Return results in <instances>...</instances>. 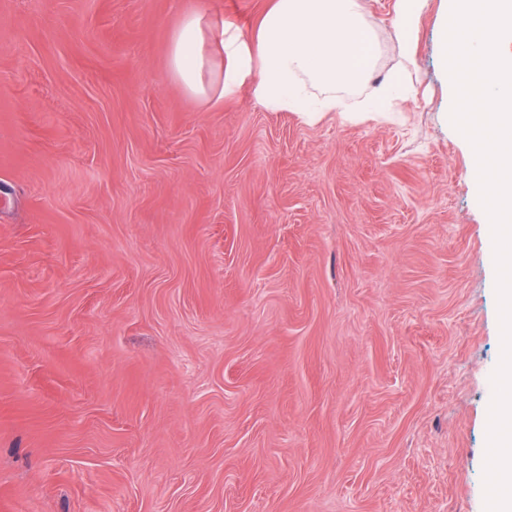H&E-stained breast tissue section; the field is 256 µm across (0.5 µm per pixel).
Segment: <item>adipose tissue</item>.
<instances>
[{
  "label": "adipose tissue",
  "mask_w": 512,
  "mask_h": 512,
  "mask_svg": "<svg viewBox=\"0 0 512 512\" xmlns=\"http://www.w3.org/2000/svg\"><path fill=\"white\" fill-rule=\"evenodd\" d=\"M378 52L358 0H273L252 45L223 20L186 16L168 66L191 96L207 99L213 87L230 92L248 82L266 110L313 123L341 108L337 89L368 83Z\"/></svg>",
  "instance_id": "adipose-tissue-1"
}]
</instances>
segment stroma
<instances>
[{"label":"stroma","instance_id":"stroma-1","mask_svg":"<svg viewBox=\"0 0 512 512\" xmlns=\"http://www.w3.org/2000/svg\"><path fill=\"white\" fill-rule=\"evenodd\" d=\"M394 112L310 124L168 72L184 16L271 0H0V512H485L502 351L447 0Z\"/></svg>","mask_w":512,"mask_h":512}]
</instances>
